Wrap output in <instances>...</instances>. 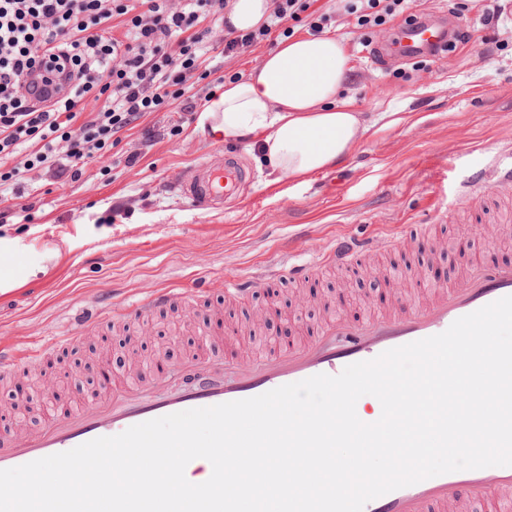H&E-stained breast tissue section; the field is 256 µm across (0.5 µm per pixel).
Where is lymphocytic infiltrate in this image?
Returning a JSON list of instances; mask_svg holds the SVG:
<instances>
[{
    "instance_id": "lymphocytic-infiltrate-1",
    "label": "lymphocytic infiltrate",
    "mask_w": 512,
    "mask_h": 512,
    "mask_svg": "<svg viewBox=\"0 0 512 512\" xmlns=\"http://www.w3.org/2000/svg\"><path fill=\"white\" fill-rule=\"evenodd\" d=\"M416 0H348L364 40L410 13ZM226 0H0V223L15 217L14 200L36 193V173L75 177L88 160L148 112L170 101L196 109L190 79L217 74L226 60L267 40L272 28L300 21L309 0H274L267 23L225 29L215 45L207 18L224 16ZM126 17L125 40L108 37L113 16ZM60 56L72 84L47 107L33 106L27 79L52 83L50 56ZM99 108L86 112L88 99Z\"/></svg>"
}]
</instances>
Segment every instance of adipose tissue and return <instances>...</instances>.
<instances>
[{"label": "adipose tissue", "instance_id": "adipose-tissue-1", "mask_svg": "<svg viewBox=\"0 0 512 512\" xmlns=\"http://www.w3.org/2000/svg\"><path fill=\"white\" fill-rule=\"evenodd\" d=\"M347 72L336 37L283 39L243 79L225 82L199 125L221 139H249L279 176L318 173L349 156L369 131L340 97Z\"/></svg>", "mask_w": 512, "mask_h": 512}]
</instances>
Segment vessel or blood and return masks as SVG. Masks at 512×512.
Returning a JSON list of instances; mask_svg holds the SVG:
<instances>
[{
    "label": "vessel or blood",
    "mask_w": 512,
    "mask_h": 512,
    "mask_svg": "<svg viewBox=\"0 0 512 512\" xmlns=\"http://www.w3.org/2000/svg\"><path fill=\"white\" fill-rule=\"evenodd\" d=\"M447 29L444 17L401 23L389 45L390 55L410 58L440 50L448 40ZM249 181L248 170L219 149L178 175L173 187L193 209L212 212L239 198ZM510 190L512 168H492L478 172L462 196L467 199ZM364 251V246L340 238L321 261L346 266ZM505 296H512V267L485 261L476 254L468 259L463 277L448 288L432 290L428 303L412 307L402 304L394 311L358 322L329 320L314 340L258 357L248 373H239L235 356L223 343H216L212 353L191 359L188 370L167 371L165 383L116 386L105 400L71 410L38 432L0 433V469L65 452L98 437L115 436L158 417L255 397L318 374L338 375L350 364L440 334L458 318ZM171 297L168 291L144 295L128 303L124 316L129 321L149 318L166 307ZM494 482L512 486V466L431 477L368 502L364 512H448L464 496L482 501Z\"/></svg>",
    "instance_id": "obj_1"
}]
</instances>
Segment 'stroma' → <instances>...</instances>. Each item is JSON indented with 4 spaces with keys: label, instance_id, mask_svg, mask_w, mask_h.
<instances>
[{
    "label": "stroma",
    "instance_id": "stroma-1",
    "mask_svg": "<svg viewBox=\"0 0 512 512\" xmlns=\"http://www.w3.org/2000/svg\"><path fill=\"white\" fill-rule=\"evenodd\" d=\"M489 0H424V16L459 18L473 42L417 62L372 64L359 42L346 0H314L328 14L325 33L340 39L348 57L343 95L371 126L369 136L339 165L299 179H275L241 143H216L198 126L197 113L171 102L147 113L123 133L110 155L89 162L76 180L44 181L31 222L0 226V238L18 239L9 267L13 287L0 295V350L20 362L0 383V432L35 418L28 432L86 400L99 357L111 348L113 384L128 368L143 379L181 366L221 338L251 356L269 353L279 335L303 342L317 335L327 314L358 321L384 313L400 298L418 303L424 288L394 283L405 266L430 261L456 278L465 270L461 243L477 226L492 231L489 256L512 266V192L459 204V190L488 164L512 167V0H499L507 23L485 28ZM402 121L386 127L384 113ZM237 156L253 181L221 213H201L172 192L168 179L215 145ZM134 165H126L129 156ZM404 224H432L451 244L430 257L428 241L395 251L384 241ZM371 239L370 253L342 267L315 265L333 238ZM107 262H99V255ZM313 262L301 281L274 277L227 301L226 275L248 276L279 266L284 255ZM179 297L149 320L137 342L124 341L122 306L151 291ZM95 314L84 343L25 362L29 344L65 333L79 317ZM56 379L52 409L26 408L19 387L41 374Z\"/></svg>",
    "mask_w": 512,
    "mask_h": 512
}]
</instances>
